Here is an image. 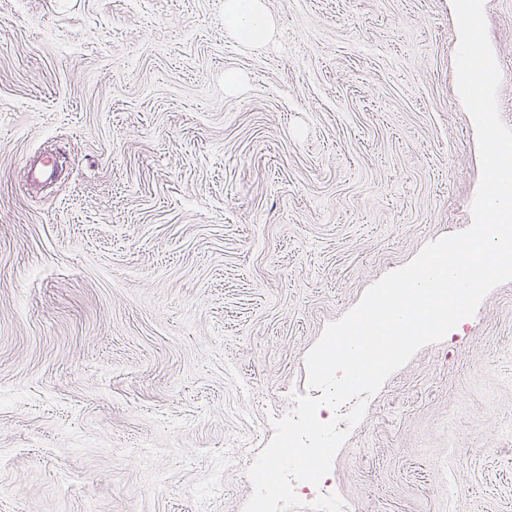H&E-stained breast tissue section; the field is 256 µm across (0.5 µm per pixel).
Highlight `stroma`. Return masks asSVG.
Here are the masks:
<instances>
[{"mask_svg":"<svg viewBox=\"0 0 512 512\" xmlns=\"http://www.w3.org/2000/svg\"><path fill=\"white\" fill-rule=\"evenodd\" d=\"M224 2L0 0V512H244L327 327L473 221L453 0ZM363 402L356 512H512V281ZM224 13L231 27L250 38L264 37L270 29L260 0H226Z\"/></svg>","mask_w":512,"mask_h":512,"instance_id":"1","label":"stroma"}]
</instances>
